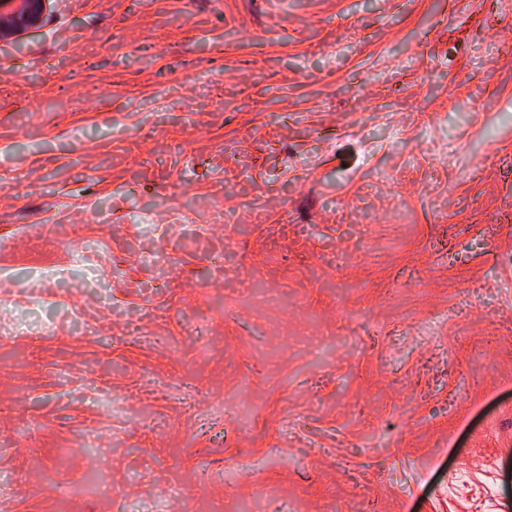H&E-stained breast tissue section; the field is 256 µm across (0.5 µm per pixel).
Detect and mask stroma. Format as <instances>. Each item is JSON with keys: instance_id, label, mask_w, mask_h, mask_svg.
I'll return each instance as SVG.
<instances>
[{"instance_id": "35a3bbf8", "label": "stroma", "mask_w": 512, "mask_h": 512, "mask_svg": "<svg viewBox=\"0 0 512 512\" xmlns=\"http://www.w3.org/2000/svg\"><path fill=\"white\" fill-rule=\"evenodd\" d=\"M0 512H512V0L0 43Z\"/></svg>"}]
</instances>
